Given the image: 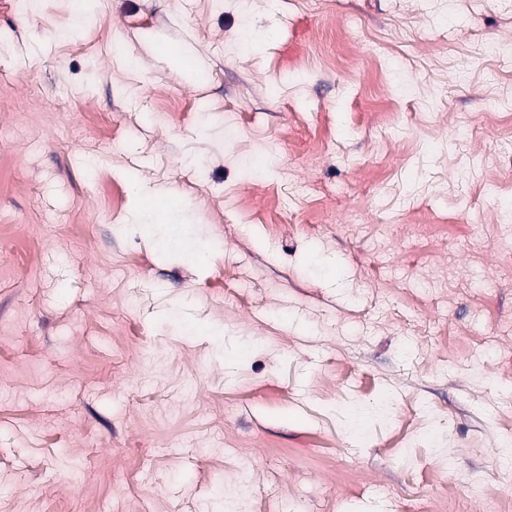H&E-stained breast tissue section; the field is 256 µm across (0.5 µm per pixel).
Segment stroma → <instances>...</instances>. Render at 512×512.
<instances>
[{
  "mask_svg": "<svg viewBox=\"0 0 512 512\" xmlns=\"http://www.w3.org/2000/svg\"><path fill=\"white\" fill-rule=\"evenodd\" d=\"M508 40L512 0H0V512H493Z\"/></svg>",
  "mask_w": 512,
  "mask_h": 512,
  "instance_id": "1",
  "label": "stroma"
}]
</instances>
